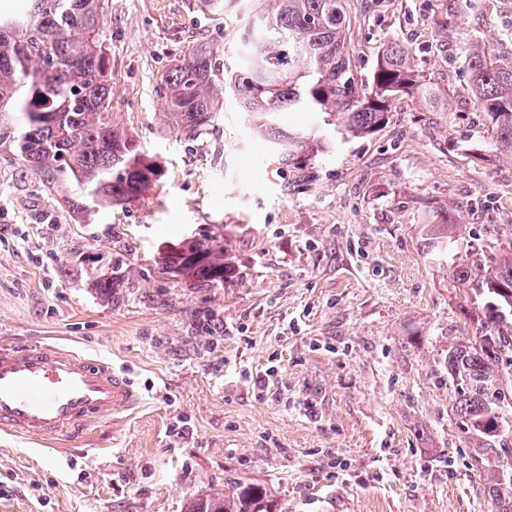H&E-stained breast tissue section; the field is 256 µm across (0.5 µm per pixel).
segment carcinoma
I'll return each mask as SVG.
<instances>
[{
    "label": "carcinoma",
    "instance_id": "carcinoma-1",
    "mask_svg": "<svg viewBox=\"0 0 512 512\" xmlns=\"http://www.w3.org/2000/svg\"><path fill=\"white\" fill-rule=\"evenodd\" d=\"M344 0H259L240 65L224 73L210 49L189 50L160 78L163 118L190 138L213 126L224 105L214 87L236 94L256 132L294 168L382 126L392 97L434 101L407 51L386 46L367 78L354 72ZM100 0H3L0 4V152L79 190H62L72 210L126 205L162 176L159 163L113 124L112 69L100 41ZM477 104L487 112L497 151L512 160V68L469 63ZM285 112H313L319 123L283 129ZM465 227L446 210L423 227L428 250L448 256L452 231ZM492 245L501 263L488 270L478 254L448 266L467 294L464 324L480 335L448 337V418L471 435V459L483 472L493 512H512V233ZM165 267L207 283L224 281V249L184 242ZM185 512H273L272 494L238 484L189 503Z\"/></svg>",
    "mask_w": 512,
    "mask_h": 512
}]
</instances>
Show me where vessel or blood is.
I'll list each match as a JSON object with an SVG mask.
<instances>
[{"label": "vessel or blood", "mask_w": 512, "mask_h": 512, "mask_svg": "<svg viewBox=\"0 0 512 512\" xmlns=\"http://www.w3.org/2000/svg\"><path fill=\"white\" fill-rule=\"evenodd\" d=\"M137 399L111 365L54 343L0 347V430L30 440L75 439Z\"/></svg>", "instance_id": "vessel-or-blood-1"}]
</instances>
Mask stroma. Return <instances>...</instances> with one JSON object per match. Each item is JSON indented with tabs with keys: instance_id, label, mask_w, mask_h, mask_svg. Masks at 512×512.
<instances>
[{
	"instance_id": "35a3bbf8",
	"label": "stroma",
	"mask_w": 512,
	"mask_h": 512,
	"mask_svg": "<svg viewBox=\"0 0 512 512\" xmlns=\"http://www.w3.org/2000/svg\"><path fill=\"white\" fill-rule=\"evenodd\" d=\"M117 127L162 167L136 201L65 209L0 154V345L52 340L110 363L141 401L80 445L0 434V512H184L245 482L277 512H489L438 360L464 292L426 255L433 209L464 207L470 253L512 227V161L494 149L469 59L512 67V0H346L369 76L404 46L432 103L303 169L282 165L232 95L193 138L164 125L159 79L193 46L238 62L254 0H102ZM224 247V280L162 270L184 239ZM111 278L112 291L97 292Z\"/></svg>"
}]
</instances>
